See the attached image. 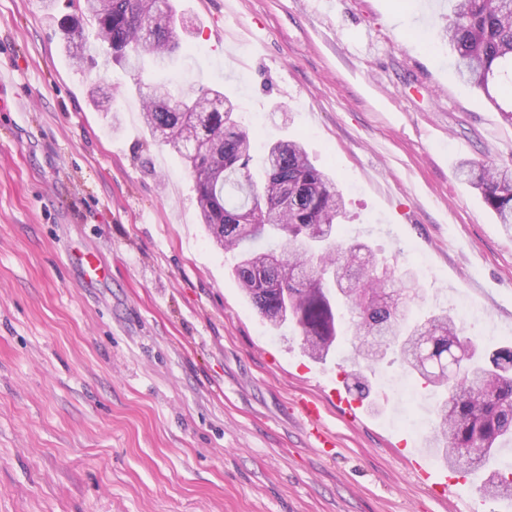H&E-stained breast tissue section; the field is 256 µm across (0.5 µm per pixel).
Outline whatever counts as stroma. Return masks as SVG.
Masks as SVG:
<instances>
[{
	"label": "stroma",
	"instance_id": "obj_1",
	"mask_svg": "<svg viewBox=\"0 0 512 512\" xmlns=\"http://www.w3.org/2000/svg\"><path fill=\"white\" fill-rule=\"evenodd\" d=\"M168 77L217 87L259 170L295 137L342 191L347 241L410 270L415 310L512 341V234L458 178L512 168V127L457 79L451 0H174ZM71 0H0V512H503L480 477L420 482L431 389L384 362L357 402V341L312 361L271 330L198 215L182 158L141 121L133 74L76 69ZM110 97L101 112L92 92ZM105 264L96 287L73 249ZM314 401L332 448L310 444Z\"/></svg>",
	"mask_w": 512,
	"mask_h": 512
}]
</instances>
